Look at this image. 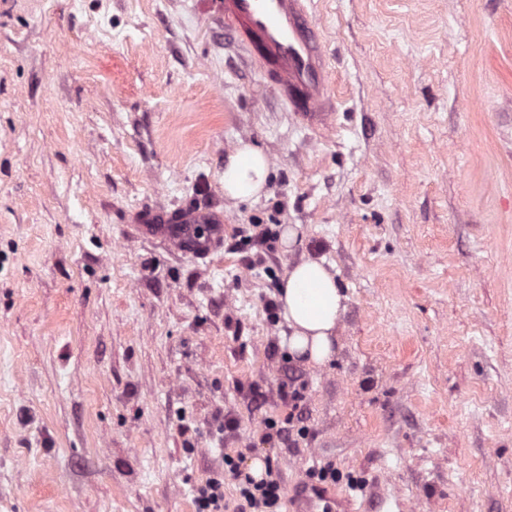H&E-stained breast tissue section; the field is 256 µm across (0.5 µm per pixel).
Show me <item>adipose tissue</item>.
<instances>
[{
	"label": "adipose tissue",
	"instance_id": "ef3b65f1",
	"mask_svg": "<svg viewBox=\"0 0 512 512\" xmlns=\"http://www.w3.org/2000/svg\"><path fill=\"white\" fill-rule=\"evenodd\" d=\"M269 163L257 147L245 144L224 165V195L232 200L260 196L267 184ZM276 301L291 330L288 352L305 364L321 367L337 354L336 338L345 297L324 261L301 259L287 272Z\"/></svg>",
	"mask_w": 512,
	"mask_h": 512
}]
</instances>
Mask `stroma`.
<instances>
[{
	"label": "stroma",
	"mask_w": 512,
	"mask_h": 512,
	"mask_svg": "<svg viewBox=\"0 0 512 512\" xmlns=\"http://www.w3.org/2000/svg\"><path fill=\"white\" fill-rule=\"evenodd\" d=\"M314 6L320 134L220 0H0V512H195L240 449L360 512H512V0ZM242 142L271 172L230 201ZM187 208L208 258L137 230ZM306 257L348 297L322 368L266 307Z\"/></svg>",
	"instance_id": "obj_1"
}]
</instances>
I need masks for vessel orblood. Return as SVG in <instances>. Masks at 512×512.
I'll return each instance as SVG.
<instances>
[{
	"mask_svg": "<svg viewBox=\"0 0 512 512\" xmlns=\"http://www.w3.org/2000/svg\"><path fill=\"white\" fill-rule=\"evenodd\" d=\"M311 3L223 0L224 28L294 119L308 130L322 131L335 117L336 99L323 30ZM146 231L203 258L222 244L224 220L211 211H189L179 223L150 224ZM334 499L327 487L305 485L296 500V512H320L321 504Z\"/></svg>",
	"mask_w": 512,
	"mask_h": 512,
	"instance_id": "vessel-or-blood-1",
	"label": "vessel or blood"
}]
</instances>
